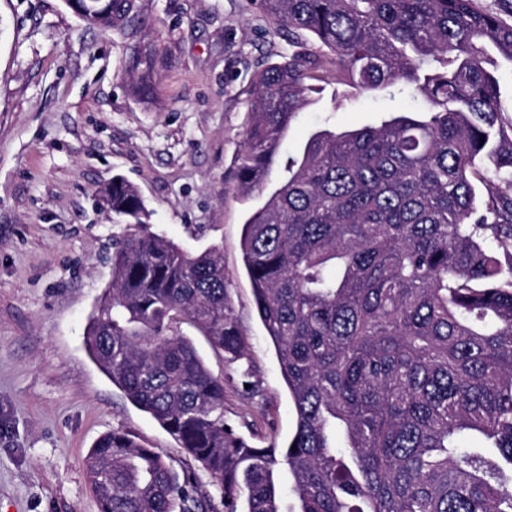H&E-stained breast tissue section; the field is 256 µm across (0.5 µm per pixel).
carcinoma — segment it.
<instances>
[{
	"mask_svg": "<svg viewBox=\"0 0 512 512\" xmlns=\"http://www.w3.org/2000/svg\"><path fill=\"white\" fill-rule=\"evenodd\" d=\"M64 2L93 27L136 35L138 0ZM255 4L328 55L295 52L257 74L241 196L266 188L321 64L356 90L423 102L314 131L244 223L294 431L260 448L226 423L224 380L177 333L187 319L243 355L222 255L143 230L144 201L119 175L101 194L141 231L113 244L90 354L221 484L224 512H512V25L473 0ZM160 63L154 46H131L135 94L153 90ZM86 470L99 512H208L190 477L122 430L99 438Z\"/></svg>",
	"mask_w": 512,
	"mask_h": 512,
	"instance_id": "cac0c4a2",
	"label": "carcinoma"
}]
</instances>
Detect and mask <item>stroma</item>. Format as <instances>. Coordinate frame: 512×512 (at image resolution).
<instances>
[{
    "label": "stroma",
    "mask_w": 512,
    "mask_h": 512,
    "mask_svg": "<svg viewBox=\"0 0 512 512\" xmlns=\"http://www.w3.org/2000/svg\"><path fill=\"white\" fill-rule=\"evenodd\" d=\"M135 39L89 27L63 0H0V512H98L85 460L121 429L155 449L224 512L221 485L89 357L84 334L112 278L113 223L97 192L120 175L150 211L148 231L196 252L218 247L231 306L247 341L233 361L190 324L224 381V418L256 447L284 445L292 403L242 263L246 212L237 171L255 74L288 52V29L253 0H140ZM164 57L154 96L127 86L132 41ZM312 103L288 130L296 155L309 133L372 124L420 108L402 93H359L316 70ZM251 370L259 392L239 384Z\"/></svg>",
    "instance_id": "35a3bbf8"
}]
</instances>
